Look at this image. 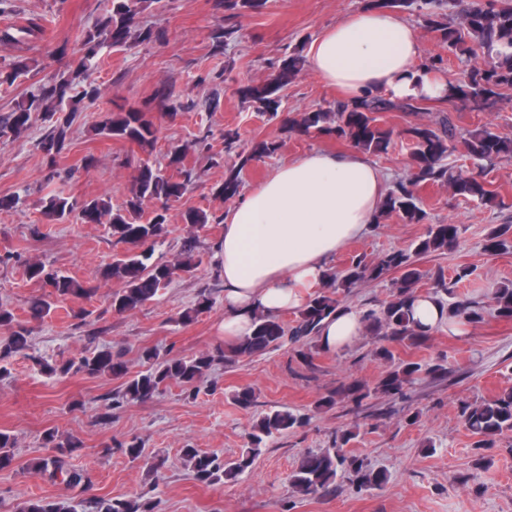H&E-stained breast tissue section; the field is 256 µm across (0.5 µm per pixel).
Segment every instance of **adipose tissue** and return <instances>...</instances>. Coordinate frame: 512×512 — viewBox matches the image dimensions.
<instances>
[{"label": "adipose tissue", "mask_w": 512, "mask_h": 512, "mask_svg": "<svg viewBox=\"0 0 512 512\" xmlns=\"http://www.w3.org/2000/svg\"><path fill=\"white\" fill-rule=\"evenodd\" d=\"M420 38L396 12L352 13L311 44L314 73L348 102L367 95L443 100L448 83L423 68ZM386 175L360 153L311 151L275 169L224 217L219 268L224 280V336L250 335L255 310L303 307L348 241L364 236L385 196ZM363 330L351 308L326 321L319 344L336 351Z\"/></svg>", "instance_id": "obj_1"}]
</instances>
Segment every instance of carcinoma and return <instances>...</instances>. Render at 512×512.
Here are the masks:
<instances>
[{
  "label": "carcinoma",
  "mask_w": 512,
  "mask_h": 512,
  "mask_svg": "<svg viewBox=\"0 0 512 512\" xmlns=\"http://www.w3.org/2000/svg\"><path fill=\"white\" fill-rule=\"evenodd\" d=\"M145 0H110L105 16L100 23L81 35L80 57L70 65L68 74L54 76L38 87L36 93L17 105L4 120L0 121V138L16 135L26 129L31 113L42 112L52 119L48 131L38 146L47 160L55 162L72 135L73 116L65 114L67 102L86 100L90 104L100 98V89L88 78L92 62L106 46L125 44L134 39L150 42L158 35L149 28L134 26L140 4ZM442 0H423V5L432 8L428 13V24L439 35L448 52L483 56V63L471 68L456 83L449 87L448 97L460 100L472 112H490L502 100L501 89L512 87V0H472L465 14V24L454 26L442 21L434 8L441 6ZM267 0H220L225 20L230 21L246 12H261ZM237 30L232 26H217L211 33L213 48L224 49V43L234 37ZM300 55L281 59L277 74L261 85L246 84L237 88L236 93L243 102L257 104L261 112H277L279 92L291 82L303 66ZM32 71L30 61L17 56L0 67V85H12L27 77ZM166 112L171 116L191 106L172 99V92L162 86L151 100L140 107L120 108L118 112H108L98 123L96 131L107 137L124 139L142 150L153 149L157 136L156 125L150 116L153 110ZM393 110L418 111L419 107L410 100H391L374 96L359 105L341 102L326 111L316 110L301 115V122H292L305 133L312 131L349 141L363 153L381 154L387 152L392 131L380 124L379 113ZM412 141L411 157L413 172L406 179L398 181L386 194L381 212L396 213L408 223H421L427 213L417 205L418 187L425 182L444 183L455 194L483 204L503 202L498 200L495 191L488 188L480 172L454 171L445 163L448 153L454 149L456 126L450 116L442 117L438 127L414 125L406 130ZM466 154L477 167L493 165L503 159L512 158V137L501 134L487 126L467 131L464 138ZM280 144L275 140L257 141L249 153L241 157L238 165L225 173L224 184L218 193L229 200L239 194L240 173L252 161L277 152ZM185 151L178 148L168 156L167 166L177 169L183 180L164 175L161 169L148 163L139 167L134 178L131 196L123 208L112 211L108 201L92 198L74 206L67 197L50 196L44 205V214L51 219H61L79 209L82 222L100 224L108 219L112 235L117 242L127 245V253L101 270L105 280H115L121 288L112 293L111 307L122 314L143 306L167 288L176 278L189 274L196 268L192 255L178 264L152 261L153 247L157 239L166 233L168 203L180 199L191 179L184 169ZM158 204L149 218L144 217L145 202ZM459 239L456 224H431L426 234L406 249L384 253L374 261L357 256L349 267L340 272H328L324 283L326 291L309 296L292 327H287L278 318L261 311L255 313L252 334L224 346L212 353L206 352L191 358L172 357L159 360L155 348L145 346L141 359L146 369L128 375L126 363L109 349H95L76 359L64 362H49L39 359L37 364L42 373L48 376H65L70 373H85L90 376L107 375L122 378V389L113 402L120 406L123 402H146L160 393L171 382L178 383L188 390L222 360L224 365H233L245 358L263 354L281 347L285 338L294 343L307 345L318 337L323 323L340 309L344 301L338 298V290H348L357 283L379 280L390 272L398 273L391 280L389 299L377 309L364 312V329L377 339L376 355L387 364V370L376 390L387 396L404 397V389L420 379L422 373L436 374L444 370L443 365L434 364L428 368L413 361H398L392 346L407 342L418 346L428 340L432 329L415 321L412 307L419 297L417 285L426 276L432 280L429 296L438 298L439 293H449L445 272L437 270L429 276L418 264V258L431 253H444L454 248ZM485 251L491 255L512 251V224H501L494 228L485 239ZM29 279L44 283L52 291L42 299L33 301L29 312L35 319H44L54 309V300H64L70 296H87L92 289L72 277L46 270L42 263L27 265ZM211 295L199 293L197 307L181 314L178 321L192 322L197 313L211 307ZM446 317L460 318L469 324L481 323L485 316L492 314L498 318L512 319V284L504 285L493 294V306L486 307L479 302L466 299L454 302L444 310ZM0 329L9 333L7 341L0 345V361L22 353L28 348V329L16 323L15 315L0 306ZM370 396L366 383L355 381L343 384L335 391L323 396L318 407H330L337 401H350L356 405ZM460 418L464 426L479 440L477 448H485L494 439L506 432H512V389L505 390L490 401L480 403L465 402L460 407ZM307 417L290 411L274 410L259 417L247 433V446L238 457L230 460L216 452H202L197 448L181 449V456L192 480L207 486L221 485L235 481L249 470L257 456L261 454L265 441L275 435L301 428ZM359 425L336 433L333 447L320 453L307 452L290 476V485L299 495L325 497L336 490V479L347 477L357 489L381 487L386 474L372 468L365 460L349 456L345 445L357 436ZM46 446L52 452L36 459L32 467L51 480H59L72 488L83 487L89 482L85 471L71 468L67 457L80 447V442L69 439L66 443L56 442V435L45 433ZM14 441L7 433L0 432V469L11 465L14 455ZM154 504L141 496L127 498H101L94 502V512H153ZM17 512H75L69 505L46 499L27 501L17 508Z\"/></svg>",
  "instance_id": "cac0c4a2"
}]
</instances>
